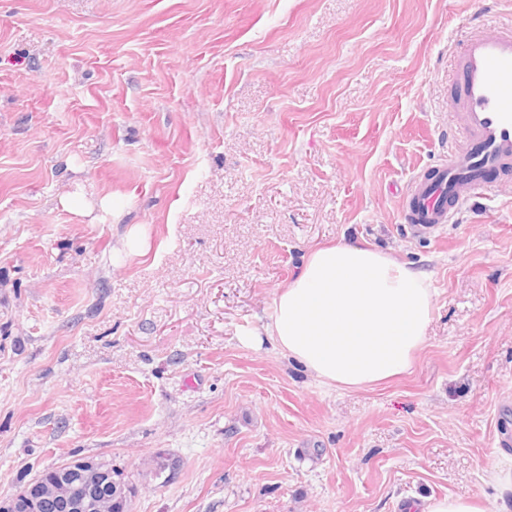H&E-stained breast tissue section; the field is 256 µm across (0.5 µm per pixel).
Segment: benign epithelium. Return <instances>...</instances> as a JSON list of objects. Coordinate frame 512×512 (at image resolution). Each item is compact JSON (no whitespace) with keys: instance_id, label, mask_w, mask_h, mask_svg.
I'll list each match as a JSON object with an SVG mask.
<instances>
[{"instance_id":"7a95c632","label":"benign epithelium","mask_w":512,"mask_h":512,"mask_svg":"<svg viewBox=\"0 0 512 512\" xmlns=\"http://www.w3.org/2000/svg\"><path fill=\"white\" fill-rule=\"evenodd\" d=\"M64 466L74 475L63 473L51 482V492L66 512H108L110 503L100 498L98 490L104 482H112V467L92 459ZM39 500L33 490H18L0 497V512H39Z\"/></svg>"}]
</instances>
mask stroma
Masks as SVG:
<instances>
[{
	"label": "stroma",
	"instance_id": "obj_1",
	"mask_svg": "<svg viewBox=\"0 0 512 512\" xmlns=\"http://www.w3.org/2000/svg\"><path fill=\"white\" fill-rule=\"evenodd\" d=\"M481 24L512 0H0V495L89 457L131 512H512V174L436 233L401 217ZM341 241L434 290L374 387L265 334ZM425 512H484L471 498L445 496L429 500Z\"/></svg>",
	"mask_w": 512,
	"mask_h": 512
}]
</instances>
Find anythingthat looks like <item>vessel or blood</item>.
<instances>
[{"mask_svg": "<svg viewBox=\"0 0 512 512\" xmlns=\"http://www.w3.org/2000/svg\"><path fill=\"white\" fill-rule=\"evenodd\" d=\"M455 70L459 140L433 175L413 182L403 209L419 232L437 231L461 205L484 199L494 176L512 166V26L467 35Z\"/></svg>", "mask_w": 512, "mask_h": 512, "instance_id": "1", "label": "vessel or blood"}]
</instances>
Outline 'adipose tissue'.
I'll return each mask as SVG.
<instances>
[{
  "mask_svg": "<svg viewBox=\"0 0 512 512\" xmlns=\"http://www.w3.org/2000/svg\"><path fill=\"white\" fill-rule=\"evenodd\" d=\"M433 297L425 273L387 253L341 242L309 255L279 292L266 334L320 383L365 388L412 367Z\"/></svg>",
  "mask_w": 512,
  "mask_h": 512,
  "instance_id": "obj_1",
  "label": "adipose tissue"
}]
</instances>
